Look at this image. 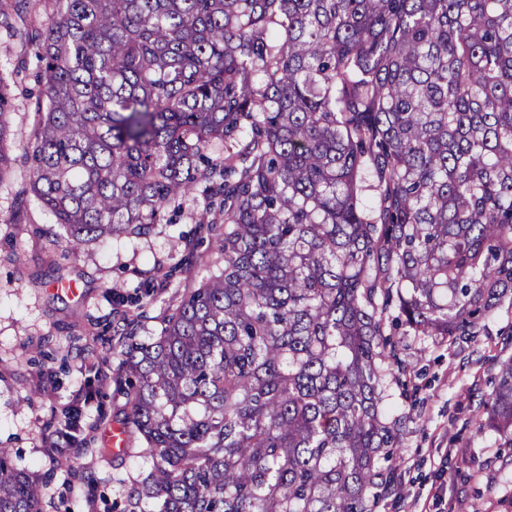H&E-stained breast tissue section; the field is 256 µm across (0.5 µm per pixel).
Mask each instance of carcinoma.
I'll use <instances>...</instances> for the list:
<instances>
[{"label":"carcinoma","instance_id":"carcinoma-1","mask_svg":"<svg viewBox=\"0 0 512 512\" xmlns=\"http://www.w3.org/2000/svg\"><path fill=\"white\" fill-rule=\"evenodd\" d=\"M0 29L39 48L29 191L72 256L223 198L220 273L159 334L113 327L148 463L121 512H372L387 323L474 337L512 296V0H13ZM17 137L0 76V182ZM474 428L512 448V358ZM40 504L0 448V512Z\"/></svg>","mask_w":512,"mask_h":512}]
</instances>
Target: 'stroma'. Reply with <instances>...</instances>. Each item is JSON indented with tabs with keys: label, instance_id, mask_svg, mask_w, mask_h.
Masks as SVG:
<instances>
[{
	"label": "stroma",
	"instance_id": "1",
	"mask_svg": "<svg viewBox=\"0 0 512 512\" xmlns=\"http://www.w3.org/2000/svg\"><path fill=\"white\" fill-rule=\"evenodd\" d=\"M38 62L31 44L0 30V75L11 78L17 162L0 182V446L19 467L41 477L42 512H112L127 484L145 469L143 459L108 450L105 437L125 403L117 387L118 358L102 333L114 316L112 293L150 290L130 313L138 337L158 334L182 295L219 272L202 265L223 224L200 223L198 213L220 203L204 193L167 208L171 223L145 237L110 238L77 258L50 236L52 214L28 196L23 223L13 221L15 200L29 184L25 146L37 124ZM72 284L76 293L63 291ZM401 357L408 385L385 379L386 403L399 420L393 463L398 478L374 512H512V459L494 438L475 434L473 421L490 392L501 361L512 357V297L481 325L478 336L434 343L405 336ZM98 391L81 407L77 448L57 452L48 427L89 385ZM442 487L430 500L431 487Z\"/></svg>",
	"mask_w": 512,
	"mask_h": 512
}]
</instances>
